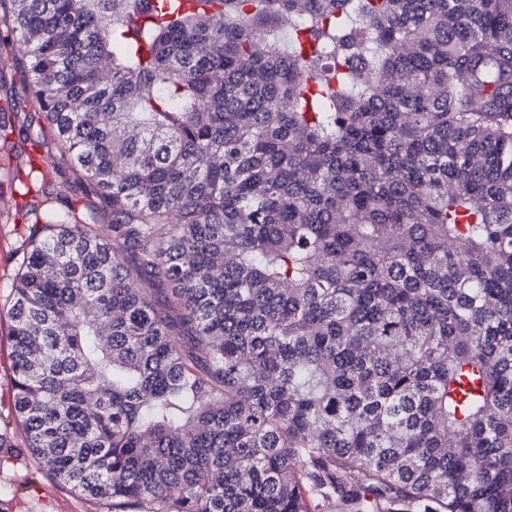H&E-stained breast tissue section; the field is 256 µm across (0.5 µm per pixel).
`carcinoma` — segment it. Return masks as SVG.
I'll return each mask as SVG.
<instances>
[{"mask_svg": "<svg viewBox=\"0 0 512 512\" xmlns=\"http://www.w3.org/2000/svg\"><path fill=\"white\" fill-rule=\"evenodd\" d=\"M0 46L34 104L0 138L68 162L23 153L7 309L48 477L512 512V0H0Z\"/></svg>", "mask_w": 512, "mask_h": 512, "instance_id": "obj_1", "label": "carcinoma"}]
</instances>
